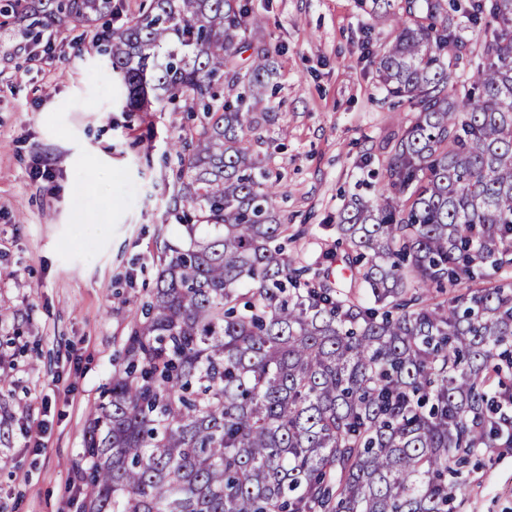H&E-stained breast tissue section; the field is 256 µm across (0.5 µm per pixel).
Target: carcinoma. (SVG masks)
<instances>
[{
	"instance_id": "carcinoma-1",
	"label": "carcinoma",
	"mask_w": 512,
	"mask_h": 512,
	"mask_svg": "<svg viewBox=\"0 0 512 512\" xmlns=\"http://www.w3.org/2000/svg\"><path fill=\"white\" fill-rule=\"evenodd\" d=\"M15 2L45 28L112 13ZM356 2L394 23L379 78L416 116L386 139L382 191L338 213L343 288L286 252L304 228L247 146L274 124L258 107L276 75L249 0H139L83 45L127 111L177 104L198 124L168 145L186 242L165 246L90 413L78 512H458L472 458L512 448V0H468L500 31L453 98L443 0Z\"/></svg>"
}]
</instances>
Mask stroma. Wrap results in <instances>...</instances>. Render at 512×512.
<instances>
[{"label": "stroma", "mask_w": 512, "mask_h": 512, "mask_svg": "<svg viewBox=\"0 0 512 512\" xmlns=\"http://www.w3.org/2000/svg\"><path fill=\"white\" fill-rule=\"evenodd\" d=\"M279 71L265 100L277 121L251 144L284 192L286 222L306 225L289 245L303 263L331 265L336 215L352 194L372 197L386 134L414 117L388 96L373 62L393 39L355 0H251ZM492 28L460 21L447 59L450 94L481 65ZM88 28L0 29V389L13 413L0 438V512H74L91 408L119 368L134 319L156 286L176 156L167 142L188 113L124 112L98 57L81 56ZM339 284L348 271L331 265ZM463 512H512V449L496 448L463 475Z\"/></svg>", "instance_id": "35a3bbf8"}]
</instances>
